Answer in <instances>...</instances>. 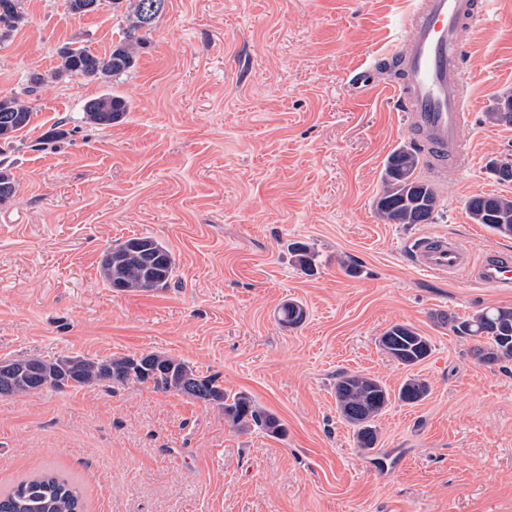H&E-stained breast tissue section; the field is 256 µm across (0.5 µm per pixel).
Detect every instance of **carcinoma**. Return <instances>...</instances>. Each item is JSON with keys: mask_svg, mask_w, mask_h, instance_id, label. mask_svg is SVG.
<instances>
[{"mask_svg": "<svg viewBox=\"0 0 512 512\" xmlns=\"http://www.w3.org/2000/svg\"><path fill=\"white\" fill-rule=\"evenodd\" d=\"M123 8L133 18L132 25L116 45L104 55L91 53L84 46L66 43L59 48L60 64L51 77L63 79L80 75L108 85L112 78L127 72L146 40L136 31L152 28L162 14L165 0H67L68 10L84 16L100 9L104 2ZM25 19L23 0H0V41L8 39ZM128 100L110 92L87 103L86 122L109 127L121 122L129 112ZM32 107L12 96L0 98V153L10 148L16 133L28 126ZM494 125H512V94L496 98L485 114ZM423 160L418 148H399L386 160L381 189L373 205L381 221L387 224H432L439 215L437 188L420 175ZM15 184L8 168H0V204L14 197ZM469 218L503 237L512 238V197L478 194L466 202ZM288 251L301 270L312 273L316 267L313 248L300 241L288 244ZM176 263L164 242L151 237H132L110 249L101 263V276L117 291L151 293L168 287ZM286 327L302 323L305 310L296 301L284 303L277 313ZM441 320L458 336L475 341L471 355L480 364L496 366L512 361V307H486L465 319L448 314ZM379 347L404 366L426 359L432 345L428 337L408 324L397 323L378 339ZM82 387L102 382L150 383L162 391H176L224 411V419L239 431L260 429L272 436L284 433L275 415L260 407L249 395L228 394L216 379L196 372L187 362L161 352H148L144 366L131 364V357L90 359L65 356L50 359L17 358L0 361V397L26 395L46 388H59V378ZM428 383L416 376L406 379L398 390V399L408 405L424 400ZM336 408L353 428L357 448L373 451L378 442L376 417L389 404L390 393L379 380L358 372H345L336 381ZM82 487L56 472H43L24 478L0 494V512H85Z\"/></svg>", "mask_w": 512, "mask_h": 512, "instance_id": "cac0c4a2", "label": "carcinoma"}]
</instances>
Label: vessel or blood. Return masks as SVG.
Returning a JSON list of instances; mask_svg holds the SVG:
<instances>
[{"instance_id":"b4317fda","label":"vessel or blood","mask_w":512,"mask_h":512,"mask_svg":"<svg viewBox=\"0 0 512 512\" xmlns=\"http://www.w3.org/2000/svg\"><path fill=\"white\" fill-rule=\"evenodd\" d=\"M486 11L487 0H419L405 20L409 35L395 54V80L381 88L360 73L352 82L364 94L384 89L408 117L410 133L443 169L465 162L464 63L469 39ZM404 250L420 258L423 270L434 277L512 288L510 250L490 248L475 259L445 235L418 237Z\"/></svg>"}]
</instances>
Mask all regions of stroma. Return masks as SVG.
Listing matches in <instances>:
<instances>
[{"instance_id": "35a3bbf8", "label": "stroma", "mask_w": 512, "mask_h": 512, "mask_svg": "<svg viewBox=\"0 0 512 512\" xmlns=\"http://www.w3.org/2000/svg\"><path fill=\"white\" fill-rule=\"evenodd\" d=\"M416 0H166L134 66L111 86L53 79L68 42L101 55L128 27L102 5L24 0L0 42V97L46 74L33 116L6 153L16 193L0 206V360L162 352L243 392L284 435L232 428L218 407L147 384H99L0 397V490L52 468L78 481L87 512H512V365L487 367L435 316L512 307V288L438 280L406 257L418 234L472 255L512 249L468 216L477 194L512 196L487 169L512 126L485 114L512 91V0H490L464 72L467 168L436 181L432 224H386L373 201L409 120L385 93L354 95L406 30ZM130 103L112 127L85 122L105 90ZM65 123L69 138L44 144ZM134 236L171 249L168 288L117 293L106 251ZM317 254L304 274L287 245ZM360 273L348 275V264ZM306 310L295 328L277 310ZM396 323L430 338L414 367L377 340ZM360 372L397 392L377 450L356 448L336 411V378ZM429 393L428 383L416 376L407 378L398 390V399L408 405L424 400Z\"/></svg>"}]
</instances>
